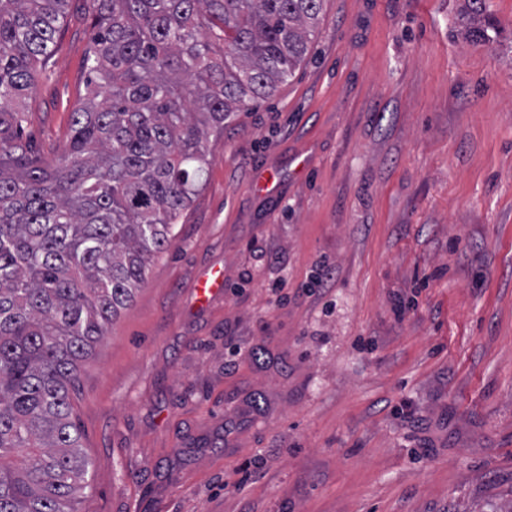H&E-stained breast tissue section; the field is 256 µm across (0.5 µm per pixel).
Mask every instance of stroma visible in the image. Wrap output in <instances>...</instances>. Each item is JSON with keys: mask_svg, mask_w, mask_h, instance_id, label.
Masks as SVG:
<instances>
[{"mask_svg": "<svg viewBox=\"0 0 512 512\" xmlns=\"http://www.w3.org/2000/svg\"><path fill=\"white\" fill-rule=\"evenodd\" d=\"M325 0L78 372L79 512H512V0ZM72 0L23 136L64 146ZM225 287L198 306L210 269ZM468 11L472 15L474 24L464 34L467 40L485 39L490 26V17L487 14V0H465Z\"/></svg>", "mask_w": 512, "mask_h": 512, "instance_id": "1", "label": "stroma"}]
</instances>
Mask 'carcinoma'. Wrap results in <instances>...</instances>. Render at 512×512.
I'll return each instance as SVG.
<instances>
[{"label":"carcinoma","mask_w":512,"mask_h":512,"mask_svg":"<svg viewBox=\"0 0 512 512\" xmlns=\"http://www.w3.org/2000/svg\"><path fill=\"white\" fill-rule=\"evenodd\" d=\"M323 2L90 0L85 95L47 156L21 125L70 0H0V512H78L79 367L171 245L210 136L293 76ZM465 2L481 40L487 0Z\"/></svg>","instance_id":"obj_1"}]
</instances>
